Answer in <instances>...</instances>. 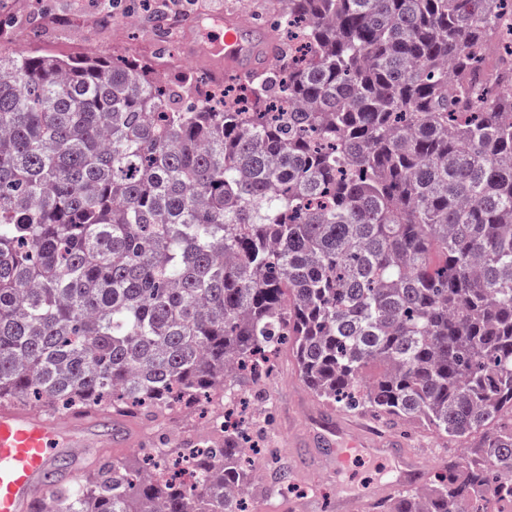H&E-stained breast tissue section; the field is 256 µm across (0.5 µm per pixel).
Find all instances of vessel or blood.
I'll list each match as a JSON object with an SVG mask.
<instances>
[{"label": "vessel or blood", "mask_w": 512, "mask_h": 512, "mask_svg": "<svg viewBox=\"0 0 512 512\" xmlns=\"http://www.w3.org/2000/svg\"><path fill=\"white\" fill-rule=\"evenodd\" d=\"M246 30L238 15H225V74L239 76L255 65H267L274 54L270 42L250 43ZM321 436L329 445L330 471H344L354 458L367 456L396 462L392 482L396 488L409 485L422 473L421 464L402 453L399 437L362 435L331 417L323 422ZM136 440L135 425L122 417L103 426L91 411L52 418L0 403V512H32L47 497L49 477L58 472L61 459L75 463L88 448H125Z\"/></svg>", "instance_id": "vessel-or-blood-1"}]
</instances>
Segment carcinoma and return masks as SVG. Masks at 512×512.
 <instances>
[{
	"mask_svg": "<svg viewBox=\"0 0 512 512\" xmlns=\"http://www.w3.org/2000/svg\"><path fill=\"white\" fill-rule=\"evenodd\" d=\"M504 0H276L279 57L212 111L144 60L0 54V402L211 400L290 343L331 408L466 441L377 512L512 494ZM255 445L114 456L39 512H246ZM199 474L184 485L178 467Z\"/></svg>",
	"mask_w": 512,
	"mask_h": 512,
	"instance_id": "cac0c4a2",
	"label": "carcinoma"
}]
</instances>
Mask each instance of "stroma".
Wrapping results in <instances>:
<instances>
[{"mask_svg":"<svg viewBox=\"0 0 512 512\" xmlns=\"http://www.w3.org/2000/svg\"><path fill=\"white\" fill-rule=\"evenodd\" d=\"M102 0H0V14L12 23L0 34V52L14 50L51 53L60 57L135 56L148 59L178 76L183 68L212 78L222 56L223 28L228 13L255 25V39H281L274 16L275 0H168L164 17L140 10L138 25H128L124 0L110 13H103ZM252 411L258 412L254 426L269 450L287 461L292 493L269 491L267 483H254L247 496L250 512H275L314 504V512H337L338 499L378 488L388 481L389 463L355 462L340 474L328 475L321 462L324 446L319 438L320 417L325 405L315 398L299 375L291 350H282L266 388L243 383ZM339 419L360 432L389 433L405 441L407 453L417 458L425 473L435 472L451 456L462 453L460 443L438 437L425 426L400 421L385 426L370 416L339 412ZM200 422L186 414L177 424L164 420L142 422L141 447L164 445L197 435Z\"/></svg>","mask_w":512,"mask_h":512,"instance_id":"obj_1","label":"stroma"}]
</instances>
